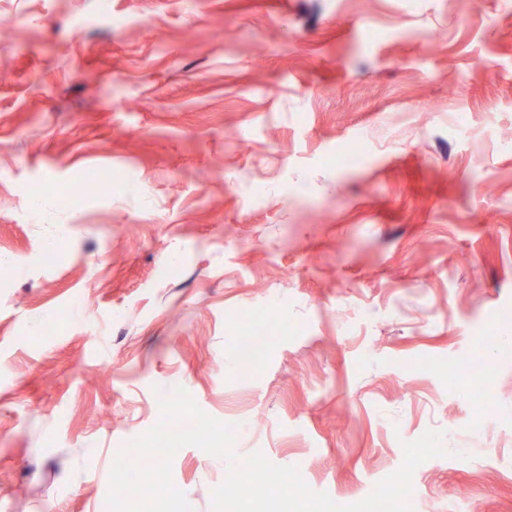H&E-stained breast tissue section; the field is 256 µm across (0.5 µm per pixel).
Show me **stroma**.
Listing matches in <instances>:
<instances>
[{
  "label": "stroma",
  "instance_id": "obj_1",
  "mask_svg": "<svg viewBox=\"0 0 512 512\" xmlns=\"http://www.w3.org/2000/svg\"><path fill=\"white\" fill-rule=\"evenodd\" d=\"M0 264V512H109L177 386L340 505L441 430L413 512H512V0H0ZM248 318H243L239 324V332L238 335L241 341L239 343V368L241 371H249L255 368L258 364L259 359V341L261 336H264V333L261 329L257 327V332L254 336H257V341L253 343H243L244 341H249L252 339V336L248 335V329L246 327V322Z\"/></svg>",
  "mask_w": 512,
  "mask_h": 512
}]
</instances>
